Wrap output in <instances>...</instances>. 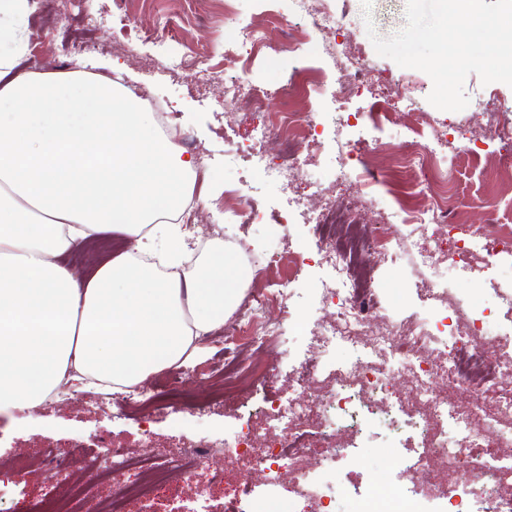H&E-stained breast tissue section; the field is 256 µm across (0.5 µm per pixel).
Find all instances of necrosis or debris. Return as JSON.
Returning a JSON list of instances; mask_svg holds the SVG:
<instances>
[{
	"label": "necrosis or debris",
	"mask_w": 512,
	"mask_h": 512,
	"mask_svg": "<svg viewBox=\"0 0 512 512\" xmlns=\"http://www.w3.org/2000/svg\"><path fill=\"white\" fill-rule=\"evenodd\" d=\"M286 2L287 10H274V18L300 17L306 31L319 37L313 45L292 31L285 47L301 65L288 78L284 94L303 99L306 109L268 116L230 156L238 166L264 164L270 181L296 193L308 167L320 160L317 127L326 108L342 111L369 86L371 71L337 41L339 23L327 0ZM285 48L267 41L260 27L245 24L238 26L224 58L245 65ZM313 55L336 64L333 88L325 87L320 68L309 65ZM408 100L401 79L380 86L356 115L361 122L357 139L338 142L334 178L315 185L323 194L347 182H368L384 187V196L335 198L309 222L316 255L288 249L251 262L238 309L224 323V383L211 390L205 402L210 406L236 403L240 385L267 377V368L246 363L244 354L284 342L286 321L298 309L288 273L313 262L328 269L317 285L324 317L315 321L314 341L293 369L291 392L263 398L256 407L240 404L234 429L218 439L190 440L181 457H135L125 453L120 435L101 440L106 454L95 472L65 488L53 505L34 503L31 512H77L75 501L105 477L115 490L104 512H128L133 499L140 512H155L160 492L176 491L178 480L194 476L216 450L231 462L248 460L264 474L262 490L248 485L235 490L226 512H266L272 498L287 500L288 512H332L339 475L361 473L367 462L364 447L342 443L339 432L352 426L364 434L383 418L401 419L407 426L380 445L400 461V476L384 490L355 488L353 512H512V491L505 488L512 481V458L487 459L481 452L488 435L497 445L512 446V357L499 353L512 342V325L491 334L482 313L445 306L430 320L393 318L375 281L358 271L366 261H392L405 239L412 240L417 263L429 272L432 292L445 286L449 268L512 265V228L460 230L452 222L453 196L442 176L451 154L475 153L489 144L497 146L499 164L512 169V120L491 97L479 100L475 109L483 120L480 136L473 134L469 120L449 122L417 113L405 131L415 149L395 146L390 168L377 170L371 164V134L391 130L397 110ZM373 209L377 219L365 221ZM400 371L413 377V385L399 387L394 375ZM490 393L499 395V406L476 419L474 405ZM97 402L114 405L116 418L141 425L157 411L200 404L189 398L183 377L173 370L161 390L124 386L113 395L99 394ZM314 448L322 451L317 469L309 461Z\"/></svg>",
	"instance_id": "1"
}]
</instances>
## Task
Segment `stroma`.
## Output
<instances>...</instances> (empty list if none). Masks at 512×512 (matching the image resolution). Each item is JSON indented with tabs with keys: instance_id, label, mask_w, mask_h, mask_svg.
Listing matches in <instances>:
<instances>
[{
	"instance_id": "obj_1",
	"label": "stroma",
	"mask_w": 512,
	"mask_h": 512,
	"mask_svg": "<svg viewBox=\"0 0 512 512\" xmlns=\"http://www.w3.org/2000/svg\"><path fill=\"white\" fill-rule=\"evenodd\" d=\"M87 5L84 0H73V23L67 28L50 19L27 14L24 21L26 51L19 71L47 73L77 69L93 75L100 73L102 65L108 63L128 68L131 75L125 78V86L147 89L155 99L170 107L178 130L193 140L197 157L203 160L212 175L211 182L201 189L206 202L196 213L195 229L199 234H213L226 228L244 245L263 254L288 244L315 251V239L306 224L286 227L270 221L242 229L233 224L230 213L224 210V199L231 191L258 199L267 210L274 212L292 206L290 195L280 185L270 182L262 167L240 169L227 164L229 149L234 143L248 139L253 122L242 119L235 109L223 110L218 106L224 96L225 79L242 75L275 86L290 66L291 55L287 52L273 58L257 59L244 71L224 64V40L228 28L234 24H266L270 41L285 42L287 24L266 22L270 7L268 0H249L247 8L236 15L225 14L224 0H186L176 40L159 37L140 41L128 53H117L112 49L114 38L120 34L121 22L116 19L93 32L97 50L73 57L63 46L80 28V18ZM330 7L339 21L338 38L358 51L375 75L401 77L407 93L420 110L431 111L432 106L427 100L433 87L431 78L422 71L401 68L391 59L379 56L370 40L371 35L387 38L405 28L407 0H371L367 9L363 8L361 0H331ZM167 54L198 57L205 65L222 69L223 79L199 91L188 87L164 69L163 57ZM450 183L454 188L458 224L512 225V171L497 168L493 154L454 160ZM323 274L321 267L314 266L292 280L301 313L294 318L295 328L290 331L286 343L268 351L265 360L274 371L261 385V392L287 393L295 359L303 355L311 341L308 319L322 315L313 285ZM377 274L385 289L389 313L415 321L431 316L430 304L416 293L425 271L417 265L411 250L401 253L395 268H381ZM487 278L512 289V268L499 266L488 271L483 279L467 270L451 272L448 292L458 299H474L485 309L487 328L493 332L504 309L493 290L484 289L483 281ZM96 396V391L91 390L81 401L63 397L53 405H43L18 415L10 411L0 414V487L7 491L6 497L0 499V512H29L33 502L45 498L53 487L37 464L26 471H17V458L30 457L38 462L49 453L64 458L73 438L82 437L92 444L99 437L114 433H137L138 426L134 421L114 420L111 409L96 405ZM234 425V413L229 409L184 410L154 416L149 424L154 444L152 453L158 456L178 452L186 438L205 435L217 438Z\"/></svg>"
}]
</instances>
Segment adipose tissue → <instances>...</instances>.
<instances>
[{"mask_svg": "<svg viewBox=\"0 0 512 512\" xmlns=\"http://www.w3.org/2000/svg\"><path fill=\"white\" fill-rule=\"evenodd\" d=\"M27 0H0V411L35 409L61 382L139 384L194 360L223 325L244 272L215 243L185 277L191 233L180 213L196 169L153 113L106 75L14 74ZM133 252L78 277L59 263L101 233Z\"/></svg>", "mask_w": 512, "mask_h": 512, "instance_id": "1", "label": "adipose tissue"}]
</instances>
